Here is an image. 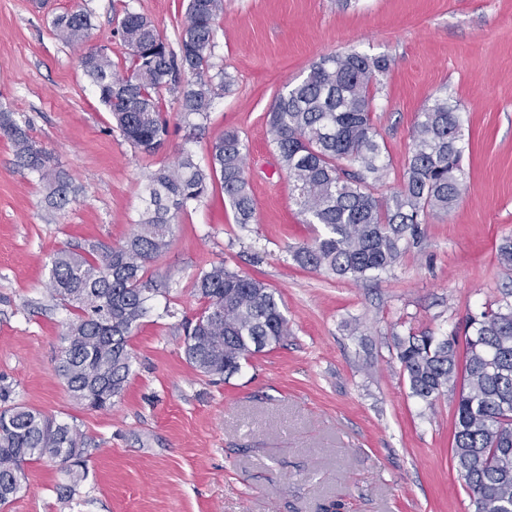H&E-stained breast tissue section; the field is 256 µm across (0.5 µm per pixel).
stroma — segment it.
<instances>
[{"instance_id": "1", "label": "stroma", "mask_w": 512, "mask_h": 512, "mask_svg": "<svg viewBox=\"0 0 512 512\" xmlns=\"http://www.w3.org/2000/svg\"><path fill=\"white\" fill-rule=\"evenodd\" d=\"M186 0H0V109L29 123L76 190L47 203L37 174L0 139V385L10 401L77 425L97 447L72 498L59 464L26 465L0 512H474L452 454L455 397H412L398 340L443 336L512 291L498 249L512 235V0H224L210 59L214 95L189 131L164 96L169 135L151 156L113 130L84 77L81 45L53 19L88 13L89 41L116 64L125 12L146 16L177 47ZM351 51L384 56L372 117L387 176L399 189L418 115L445 98L463 123L465 186L431 217L398 264L353 282L303 268L310 241L265 115L315 61ZM246 148L254 223H235L220 187L177 213L170 246L149 268L167 296L129 341L131 373L111 408L77 404L55 374L72 313L47 290L61 248L122 244L145 206L151 173L183 153L205 161L226 130ZM264 280L288 319L283 345L229 378L205 376L184 354L185 326L204 306L193 275L209 262Z\"/></svg>"}]
</instances>
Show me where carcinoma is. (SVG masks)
Masks as SVG:
<instances>
[{"instance_id":"cac0c4a2","label":"carcinoma","mask_w":512,"mask_h":512,"mask_svg":"<svg viewBox=\"0 0 512 512\" xmlns=\"http://www.w3.org/2000/svg\"><path fill=\"white\" fill-rule=\"evenodd\" d=\"M223 10L224 0H188L177 51L150 20L127 11L120 29L128 66L119 68L102 47L82 55L83 74L113 126L141 153L155 154L168 135L163 93L177 94L191 129L207 119L214 94L210 59ZM52 25L60 40L73 45L86 42L91 30L82 11L58 15ZM389 66L385 56H325L302 81L286 85L268 113V135L300 213L305 223L323 229L291 250L303 268L353 281L386 271L398 261L402 241L419 237L429 217L448 212L461 198L462 119L446 98L434 99L419 113L400 188L385 198L375 196L387 165L371 106L374 85ZM0 138L10 142L18 167L48 184L50 206L69 204L72 187L65 173L5 109H0ZM245 150L239 133L227 130L208 150L206 164L182 154L173 167L151 175L149 204L124 244L88 242L52 256L47 292L74 312L55 372L76 402L105 409L124 390L131 369L129 339L162 292L148 266L168 248L175 215L207 194L209 180L219 178L235 223H253ZM346 162L356 170H347ZM193 288L205 303L184 341L195 370L232 375L288 336L281 298L262 280L211 262L199 269ZM397 350L411 395L427 407L460 387L453 458L475 512H512V301L505 298L495 308L468 315L461 337L456 331L424 332L399 342ZM93 451L73 424L27 407L0 409V506L20 491L24 464L44 459L60 464L66 474L62 494H74Z\"/></svg>"}]
</instances>
